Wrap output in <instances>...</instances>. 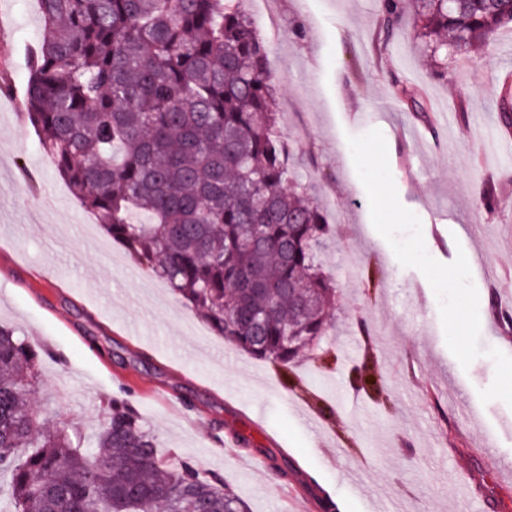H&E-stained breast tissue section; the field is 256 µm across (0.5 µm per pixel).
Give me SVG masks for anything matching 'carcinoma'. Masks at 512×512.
Masks as SVG:
<instances>
[{"label":"carcinoma","instance_id":"1","mask_svg":"<svg viewBox=\"0 0 512 512\" xmlns=\"http://www.w3.org/2000/svg\"><path fill=\"white\" fill-rule=\"evenodd\" d=\"M23 106L43 152L112 240L229 344L281 367L319 345L336 289L317 262L330 227L287 184L279 98L239 0H37ZM382 55L407 20L445 68L512 22V0H379ZM401 101L419 113L418 91ZM512 132V83L492 103ZM35 344L0 325V500L13 512H249L225 485L159 453L123 396L96 440L35 407Z\"/></svg>","mask_w":512,"mask_h":512}]
</instances>
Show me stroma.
Wrapping results in <instances>:
<instances>
[{"instance_id":"35a3bbf8","label":"stroma","mask_w":512,"mask_h":512,"mask_svg":"<svg viewBox=\"0 0 512 512\" xmlns=\"http://www.w3.org/2000/svg\"><path fill=\"white\" fill-rule=\"evenodd\" d=\"M280 29L268 38L281 80L283 139L306 132L289 174L309 173L336 228L319 254L336 286L320 344L280 370L211 333L183 300L153 282L72 195L16 105L28 79L25 46L39 11L0 0V324L44 346L36 401L83 435L105 398L127 395L162 455L218 477L249 512H319L300 477L346 512H512V406L479 393L495 377L486 351L512 355V136L495 132L497 78L512 71V25L437 74L403 29L384 59L371 38L378 0H271ZM424 96L430 121L396 100ZM380 130L398 197L422 223L428 253H465L479 295L482 356L461 367L449 351L436 295L401 265L374 229L348 137ZM501 196L479 206L488 182ZM365 317L370 338L356 328ZM381 375L383 398L359 389ZM293 459L301 476L273 466Z\"/></svg>"}]
</instances>
